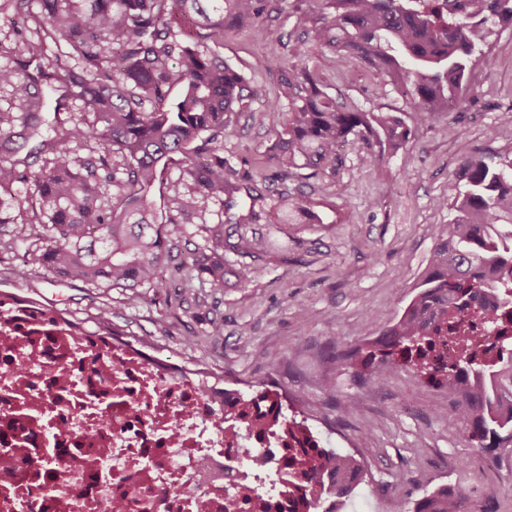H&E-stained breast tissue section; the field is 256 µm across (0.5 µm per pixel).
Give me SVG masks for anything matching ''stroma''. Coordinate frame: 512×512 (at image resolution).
I'll use <instances>...</instances> for the list:
<instances>
[{
    "label": "stroma",
    "mask_w": 512,
    "mask_h": 512,
    "mask_svg": "<svg viewBox=\"0 0 512 512\" xmlns=\"http://www.w3.org/2000/svg\"><path fill=\"white\" fill-rule=\"evenodd\" d=\"M272 24L282 41L250 27L225 32L216 49L261 91L234 113L224 150L246 160L252 174L265 175L271 191L312 197L321 223L283 224L264 213L247 228L225 227V234L245 236L253 248L247 254L225 252L223 287L183 278L158 294L144 285L135 291L143 297L136 305L128 302L130 289L71 281L44 268L37 260V224L22 248L0 252V290L92 326L106 312L104 323L125 340L164 355H185L246 391L280 392L298 417L312 414L337 429L330 451L340 450V435L357 439L368 463L347 497L371 512H388L398 502L413 512L418 500L442 485L466 488L480 501L496 496L498 512H512V446L488 454L470 447L449 430L440 398L419 389L412 374L377 382L328 358L332 348L380 335L416 294L437 231L454 215L438 201L457 197L462 159L477 152L495 163L512 159V27L495 29L492 62L477 65L467 98L417 126L379 174L368 171L359 145L350 143L341 149L344 163L335 175L281 181L265 151L284 115L268 108L278 88L263 63L286 57L299 31L283 13ZM306 64L332 97L367 111L405 107L353 57L315 52ZM223 217L220 204L203 200L169 228L158 263L163 276L192 263L207 244V228ZM244 266L254 270L247 281L236 276ZM350 398L358 402L357 413L341 410Z\"/></svg>",
    "instance_id": "stroma-1"
}]
</instances>
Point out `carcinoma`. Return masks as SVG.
<instances>
[{
    "label": "carcinoma",
    "mask_w": 512,
    "mask_h": 512,
    "mask_svg": "<svg viewBox=\"0 0 512 512\" xmlns=\"http://www.w3.org/2000/svg\"><path fill=\"white\" fill-rule=\"evenodd\" d=\"M12 2L35 24L38 41L20 37L10 51L12 64L0 66V84L12 86L29 103L25 132L0 139V189L16 181L27 184L28 196L13 202L46 227L40 263L72 281L163 290L166 284L156 279L155 269L164 248V223L178 220L163 218L151 191L181 184L188 193L176 195L180 214L189 215L203 199L224 208V222L210 229L211 245L191 269L211 287H224V225L250 224L258 209L278 206L280 200L224 154L232 114L256 92L244 95L241 73L215 53L181 41L176 28L191 19L219 43L224 27L263 26L284 0ZM287 5L307 38L294 44L290 58L266 62L279 88L270 111L281 112V100L288 102L270 155L282 180L301 169L311 170V178L336 174L343 164L339 146L349 141L362 144V162L376 173L412 134L399 112L337 104L301 64L312 47L358 58L404 97L413 121L423 123L470 93L476 64L488 60L483 47L489 24L512 27V0H289ZM50 42L60 64L81 59L84 75L55 86V76L37 63ZM174 81L186 89L170 100ZM42 85L61 90L55 108L78 101L94 115L96 126L89 132L77 125L59 128L36 147L53 154L50 164L20 172L17 166L25 161L17 154L41 137ZM90 137L97 140L98 157L78 165L77 154ZM116 154L123 161L120 171L110 164ZM174 161L179 174L170 181ZM462 171L466 181L456 214L439 230L420 291L382 331L385 349L364 344L341 350L334 359L381 380L391 353L421 352L446 337L457 340L471 294L498 295L512 286V161L489 164L469 156ZM281 214L284 224L320 220L305 198L293 200ZM28 237L23 221L11 238L0 239V251L16 249ZM409 369L439 377L454 404L444 421L471 447L512 443V352L490 364L468 340L440 366L420 360ZM318 477L338 496L348 489L334 471L323 470ZM414 512L476 510L465 492L455 490L431 496Z\"/></svg>",
    "instance_id": "carcinoma-1"
}]
</instances>
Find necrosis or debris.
<instances>
[{
    "instance_id": "4bbe7bcc",
    "label": "necrosis or debris",
    "mask_w": 512,
    "mask_h": 512,
    "mask_svg": "<svg viewBox=\"0 0 512 512\" xmlns=\"http://www.w3.org/2000/svg\"><path fill=\"white\" fill-rule=\"evenodd\" d=\"M328 456L279 392L0 292V512H362L296 475Z\"/></svg>"
}]
</instances>
